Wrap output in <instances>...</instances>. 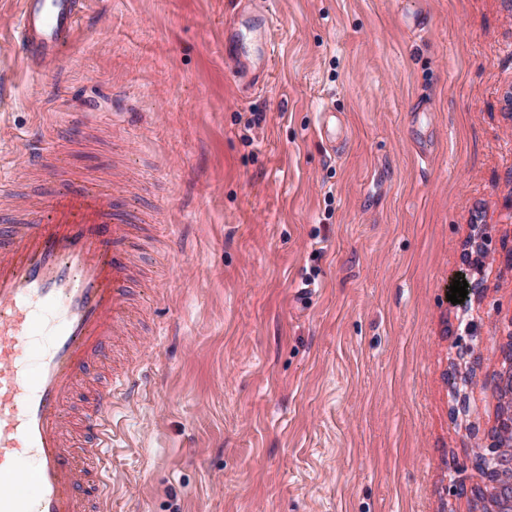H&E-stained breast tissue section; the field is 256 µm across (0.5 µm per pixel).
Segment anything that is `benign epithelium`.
I'll return each instance as SVG.
<instances>
[{"mask_svg":"<svg viewBox=\"0 0 512 512\" xmlns=\"http://www.w3.org/2000/svg\"><path fill=\"white\" fill-rule=\"evenodd\" d=\"M480 469L488 500L498 501L487 512H512V422L498 426L487 453L481 455Z\"/></svg>","mask_w":512,"mask_h":512,"instance_id":"benign-epithelium-1","label":"benign epithelium"}]
</instances>
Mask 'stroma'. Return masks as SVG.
Here are the masks:
<instances>
[{"label": "stroma", "mask_w": 512, "mask_h": 512, "mask_svg": "<svg viewBox=\"0 0 512 512\" xmlns=\"http://www.w3.org/2000/svg\"><path fill=\"white\" fill-rule=\"evenodd\" d=\"M20 2L0 164L92 101L100 141L70 162L124 149L157 216L144 321L166 334L139 339L112 512H483L512 365V0H89L44 75Z\"/></svg>", "instance_id": "35a3bbf8"}]
</instances>
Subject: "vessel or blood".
<instances>
[{"label": "vessel or blood", "instance_id": "obj_1", "mask_svg": "<svg viewBox=\"0 0 512 512\" xmlns=\"http://www.w3.org/2000/svg\"><path fill=\"white\" fill-rule=\"evenodd\" d=\"M87 0H23L21 58L44 71L72 47ZM36 201L0 169V512H108V462L120 400L137 385L131 359L152 269L141 252L156 215L131 206L121 168L76 175L56 148L26 166Z\"/></svg>", "mask_w": 512, "mask_h": 512}]
</instances>
